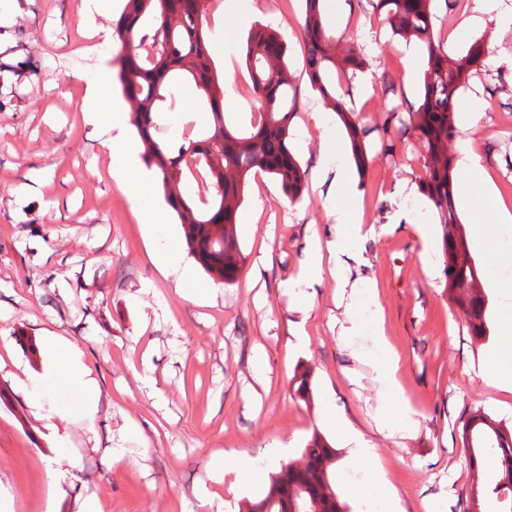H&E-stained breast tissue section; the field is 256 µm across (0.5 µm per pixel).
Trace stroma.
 <instances>
[{
  "instance_id": "obj_1",
  "label": "stroma",
  "mask_w": 512,
  "mask_h": 512,
  "mask_svg": "<svg viewBox=\"0 0 512 512\" xmlns=\"http://www.w3.org/2000/svg\"><path fill=\"white\" fill-rule=\"evenodd\" d=\"M83 0H0L15 21L0 27V48L12 62L0 74V512H76L97 498L102 512H239L259 499L263 481L240 490L216 483L212 455H248L269 444L297 459L312 432H321L339 457L337 487L365 479L376 467L397 492L403 512H464L471 487L495 480L491 469L471 470L461 425L483 410L512 424V360L497 347L512 309L496 294L512 293V223L490 228L488 243L471 254L484 270L490 338L474 341L453 313L437 270L436 250L414 232L438 219L423 194L404 196L405 183L424 175L417 138L380 131L387 112L415 102L419 87L369 0H326V25L361 48L363 75L340 80L336 92L374 131L365 176L354 173L361 221L376 232L359 245L360 261L341 279L323 275L311 288L297 278L307 240L335 239V205L319 164L322 133L310 123L323 101L305 74L302 0H252L247 19L210 11L213 59L231 85L224 101L228 125L250 131L259 113L249 92L242 49L254 23L279 31L288 45L296 106L291 146L306 174L302 200L290 203L270 175H251L238 211L237 236L246 261L235 284H217L190 263L199 285L217 299L179 297L158 271L131 204L107 174L108 147L84 123L80 104L85 57ZM435 29L449 55L481 42V69L462 89L464 110L483 117L461 126L449 145L469 142L482 167L455 170L469 185L457 200L468 232L480 211L512 212V19L463 25L457 0H436ZM32 189L18 197L21 182ZM382 314L385 337L397 354V392H384L361 354L375 351L373 324ZM356 322L354 336L343 329ZM72 341L98 379L94 416L72 406L66 389L49 381L43 338ZM266 361L256 382L255 351ZM148 364L153 390L134 368ZM313 371L312 398L300 399L291 379L298 366ZM31 379L19 388L14 376ZM38 399L35 418L30 399ZM338 412L326 421L325 406ZM407 409L414 433L380 427L382 414ZM354 431L374 448L372 465L349 459L342 438ZM97 443H89V432ZM122 458L112 462L111 448Z\"/></svg>"
}]
</instances>
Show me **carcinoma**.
Here are the masks:
<instances>
[{
  "mask_svg": "<svg viewBox=\"0 0 512 512\" xmlns=\"http://www.w3.org/2000/svg\"><path fill=\"white\" fill-rule=\"evenodd\" d=\"M435 0H376L393 35L416 38L423 47L426 69L417 100L407 115L392 111L383 122L388 130L398 122L397 133L412 132L423 144L425 177L420 187L439 218L442 240L444 292L469 336L489 337L488 299L455 288L454 271L482 279L469 248L458 214L454 184V156L448 145L458 136L454 111L461 89L483 65L486 50L473 42L465 54L448 57L434 32ZM210 0H124L115 24L119 47L113 58L116 80L130 106V123L144 147V157L161 178L165 202L182 224L186 244L196 262L224 284L235 281L245 256L237 238L238 208L248 178L263 172L275 178L292 203L305 187V171L292 149L290 129L294 104L290 103L287 46L272 29L257 25L244 49L251 90L258 103L260 123L248 133L228 127L224 118V77L218 75L207 27ZM302 33L305 71L313 90L337 113L351 143L359 172L368 166L366 139L373 128L336 97V79L361 70L365 58L351 40L338 39L325 24L324 0H304ZM148 39L151 50L142 55L137 43ZM183 86L195 89L209 114V129L201 137H187L178 146L158 138L159 103ZM205 179L206 192L184 194L183 180ZM313 373L295 372L292 387L303 400L311 396ZM461 441L473 469L494 462L496 483L469 494L466 512H483V497L497 494L499 482L512 466V428L490 414L476 410L464 421ZM338 459L336 448L313 431L301 448L303 465L268 475L262 498L245 503L247 512H291L293 488L305 487L304 495L317 504V512H350L332 480Z\"/></svg>",
  "mask_w": 512,
  "mask_h": 512,
  "instance_id": "carcinoma-1",
  "label": "carcinoma"
}]
</instances>
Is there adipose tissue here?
<instances>
[{"label":"adipose tissue","mask_w":512,"mask_h":512,"mask_svg":"<svg viewBox=\"0 0 512 512\" xmlns=\"http://www.w3.org/2000/svg\"><path fill=\"white\" fill-rule=\"evenodd\" d=\"M105 8L104 0H84L83 3V25L94 37L93 43L85 47L84 53L95 58L96 64L85 79L82 118L86 124L106 135L109 147L108 173L128 198L140 223L145 224L148 233L153 234L157 232L161 218L145 191L155 172L135 158L127 112L117 106L107 112L100 109V101L111 72L109 59L101 52L102 45L111 39V30L97 22L98 15L103 14ZM352 257L348 246L338 242L325 244L319 238H311L302 279L307 282L322 271L333 272L347 267ZM46 352L56 379L65 382L70 396L78 400L85 411H95L99 386L74 344L65 337L52 335L48 338Z\"/></svg>","instance_id":"ef3b65f1"}]
</instances>
